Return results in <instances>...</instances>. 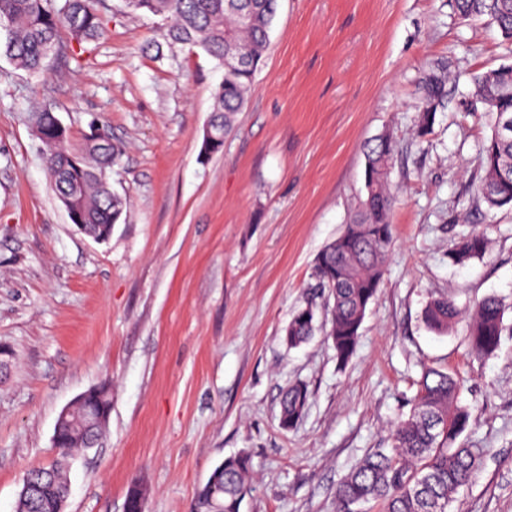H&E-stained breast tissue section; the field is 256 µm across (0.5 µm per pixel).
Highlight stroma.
Here are the masks:
<instances>
[{"instance_id": "stroma-1", "label": "stroma", "mask_w": 512, "mask_h": 512, "mask_svg": "<svg viewBox=\"0 0 512 512\" xmlns=\"http://www.w3.org/2000/svg\"><path fill=\"white\" fill-rule=\"evenodd\" d=\"M106 32L65 42L30 75L0 55V512H16L27 471L51 464L59 413L107 385L96 447L70 469L67 512H123L132 487L147 512H189L213 466L252 463L241 512H335L337 482L388 445L423 367L457 373L474 420L462 434L484 465L461 512H512V210L477 200L479 147L491 118L472 108L473 75L512 63L488 20L454 0H279L263 62L220 152L200 154L224 71L170 43L161 18L102 0ZM81 61H73L74 53ZM443 66L448 104L417 134L416 85ZM50 105L80 140L104 125L122 154L112 190L126 200L110 238L79 233L44 170L27 122ZM390 133L401 150L386 273L355 353L339 365L325 334L284 341L315 296L311 272L364 192V146ZM486 232L490 253L448 254ZM452 292L468 309L507 307L501 345L478 359L466 322L445 335L423 312ZM311 398L289 429L281 393Z\"/></svg>"}]
</instances>
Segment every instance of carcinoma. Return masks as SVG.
I'll use <instances>...</instances> for the list:
<instances>
[{
	"mask_svg": "<svg viewBox=\"0 0 512 512\" xmlns=\"http://www.w3.org/2000/svg\"><path fill=\"white\" fill-rule=\"evenodd\" d=\"M96 3L63 0L58 6L56 0H0V47L17 68L38 74L46 60L61 51L60 30L78 44L104 35L105 22ZM277 6L278 0H138L132 11L162 17L169 22V39L204 51L221 66L230 52L247 58L241 67L224 69V82L212 92L210 125L223 136L252 89ZM455 7L464 21L488 19L512 44V0H455ZM472 83L475 102L493 120L492 134L479 151L482 174L474 192L491 208H512V64L479 73ZM418 94V130L424 136L447 101L444 72H424ZM28 122L45 146L44 166L57 198L76 203L88 224L117 222L124 202L112 194L110 177L118 151L90 147L84 141L74 144L67 135L57 139L55 115L48 106L29 113ZM396 153L397 144L387 133L366 145L365 196L314 263L315 291H326L333 300L326 336L341 365L354 354L366 311L385 272L396 203L389 174ZM75 161L82 168L78 178L71 177ZM490 248L487 234L475 232L458 242L450 259L463 265L486 256ZM506 311L501 299L487 296L465 312L447 292L426 304L424 321L441 335L466 320L471 351L489 356L499 348ZM315 330V308L308 303L293 313L285 341L297 347ZM460 389L461 381L454 374L426 369L409 412L391 428L389 447L373 449L336 484V512H370L372 503L380 505L382 512H450L460 490L472 484L482 469L480 452L458 443L471 418L469 408L460 402ZM309 398L304 383L283 392L282 426L291 428L301 419ZM97 439L98 434L81 427L61 430L55 443L56 462L27 474L29 481L43 488L41 495L20 503L17 512H55L56 500L69 493L66 470L73 450ZM215 469L224 470V480L213 488L203 484L191 512H205V498L224 505V512H240L251 491L248 454L227 457Z\"/></svg>",
	"mask_w": 512,
	"mask_h": 512,
	"instance_id": "1",
	"label": "carcinoma"
}]
</instances>
